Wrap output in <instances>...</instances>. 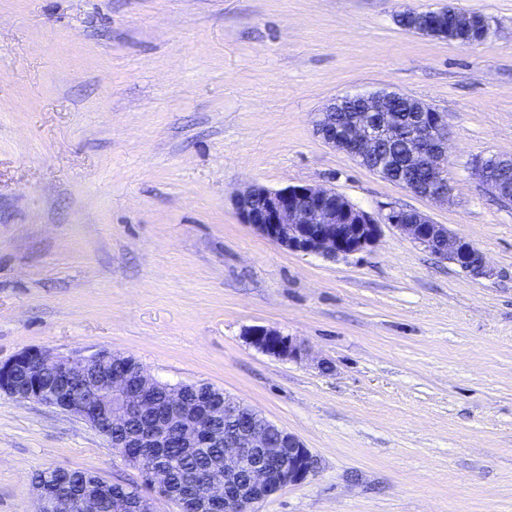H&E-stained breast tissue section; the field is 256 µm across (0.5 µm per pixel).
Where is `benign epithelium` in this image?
<instances>
[{
  "instance_id": "obj_1",
  "label": "benign epithelium",
  "mask_w": 512,
  "mask_h": 512,
  "mask_svg": "<svg viewBox=\"0 0 512 512\" xmlns=\"http://www.w3.org/2000/svg\"><path fill=\"white\" fill-rule=\"evenodd\" d=\"M367 111L379 114L371 125L345 126L341 137L321 130L330 102L314 121L316 133L333 148L357 160L377 155L381 139L394 136L406 142L407 163L424 172L426 189L418 196L446 202L452 187L443 177L448 127L441 113L426 112L403 133L395 111L383 107L368 93L361 94ZM481 183L501 202L512 205V186L496 178L481 159L473 163ZM236 207L241 220L260 235L293 253L329 258L350 255L372 247L382 224L391 225L418 245L432 246L435 256L475 277L489 274L481 250L463 236L452 235L443 224L417 210L392 209L378 221L336 190L317 186H287L270 190L250 186L240 192ZM250 344L263 351L265 341H276V356L300 360L306 348L279 331L252 326L245 332ZM56 375L48 404L81 418L103 434L112 448L141 474L154 493L173 503L177 512H253L257 504L283 487L302 483L317 473L319 460L301 440L267 419L255 420L243 432L220 437L218 429L246 411L244 403L226 399L206 403L187 396L189 386H171L147 374L132 357L100 351L86 358L56 356L28 348L0 361V394L45 402L41 376L44 368ZM176 431L183 448L191 452L212 445L224 449V477L213 474L187 483L166 464L146 463L145 448H163L170 431ZM35 512H155L153 498L112 490V484L92 473L84 474L78 492L49 474L33 482Z\"/></svg>"
}]
</instances>
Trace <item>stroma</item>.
Instances as JSON below:
<instances>
[{
	"mask_svg": "<svg viewBox=\"0 0 512 512\" xmlns=\"http://www.w3.org/2000/svg\"><path fill=\"white\" fill-rule=\"evenodd\" d=\"M446 4L494 36L396 23ZM382 88L443 113L448 203L315 134ZM490 155L512 158V0H0V360L106 349L249 404L321 461L257 512H512V206L472 172ZM253 184L423 212L490 273L388 225L357 254L290 252L241 221ZM47 467L141 483L78 417L0 395V512H33ZM245 336L250 344L261 351L266 349L265 340H276L275 354L279 358L300 360L307 355L306 348L301 343L272 328L252 326L246 330Z\"/></svg>",
	"mask_w": 512,
	"mask_h": 512,
	"instance_id": "1",
	"label": "stroma"
}]
</instances>
